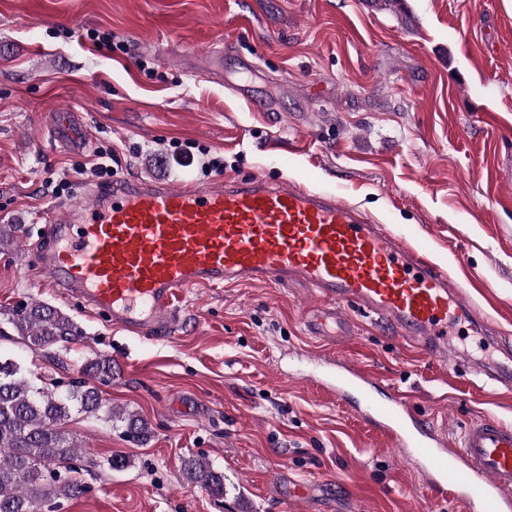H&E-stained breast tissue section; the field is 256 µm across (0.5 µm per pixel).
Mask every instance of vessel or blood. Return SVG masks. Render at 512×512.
<instances>
[{
    "mask_svg": "<svg viewBox=\"0 0 512 512\" xmlns=\"http://www.w3.org/2000/svg\"><path fill=\"white\" fill-rule=\"evenodd\" d=\"M58 139L87 143L73 114H60ZM36 268L73 304L105 315L114 328L144 337L175 334L181 300L192 288L303 282L319 307L314 335L346 331L345 309H364L381 331L413 351L448 363L454 322L490 335L487 313L470 305L424 250L372 223L338 195L309 191L262 174L194 179L173 185L119 175L86 188L78 203L54 208ZM323 365L316 382L344 402L408 460L423 463L426 490L465 512H512V424L485 418L456 443L422 419L410 396L390 390L361 363L308 353ZM487 388L512 394V347L473 360Z\"/></svg>",
    "mask_w": 512,
    "mask_h": 512,
    "instance_id": "vessel-or-blood-1",
    "label": "vessel or blood"
}]
</instances>
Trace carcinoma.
Wrapping results in <instances>:
<instances>
[{
	"label": "carcinoma",
	"instance_id": "cac0c4a2",
	"mask_svg": "<svg viewBox=\"0 0 512 512\" xmlns=\"http://www.w3.org/2000/svg\"><path fill=\"white\" fill-rule=\"evenodd\" d=\"M5 320L32 351L79 337L69 316L40 302L12 308ZM111 380L112 359L104 355L87 360L81 377L62 392L45 383L37 385L14 360L0 358V512H38L47 501L70 500L84 492L78 481L62 476L75 470L79 451L64 426L74 412L112 419V406L99 389ZM124 423L134 440H144L151 432L139 415H128ZM183 474L216 495L224 494V473L201 456L184 459Z\"/></svg>",
	"mask_w": 512,
	"mask_h": 512
}]
</instances>
